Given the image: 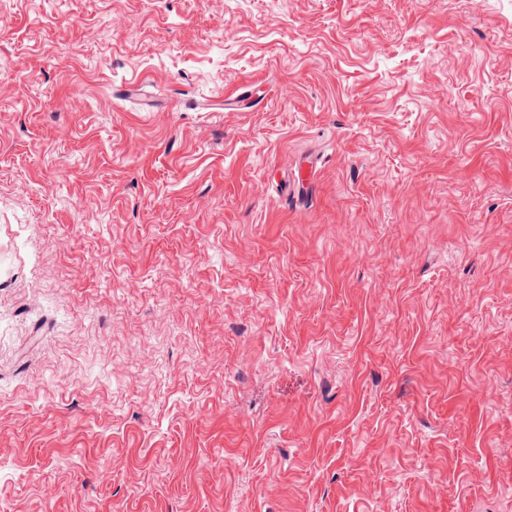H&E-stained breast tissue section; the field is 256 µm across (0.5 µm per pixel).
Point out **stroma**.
Masks as SVG:
<instances>
[{"mask_svg": "<svg viewBox=\"0 0 512 512\" xmlns=\"http://www.w3.org/2000/svg\"><path fill=\"white\" fill-rule=\"evenodd\" d=\"M0 512H512V0H0Z\"/></svg>", "mask_w": 512, "mask_h": 512, "instance_id": "35a3bbf8", "label": "stroma"}]
</instances>
